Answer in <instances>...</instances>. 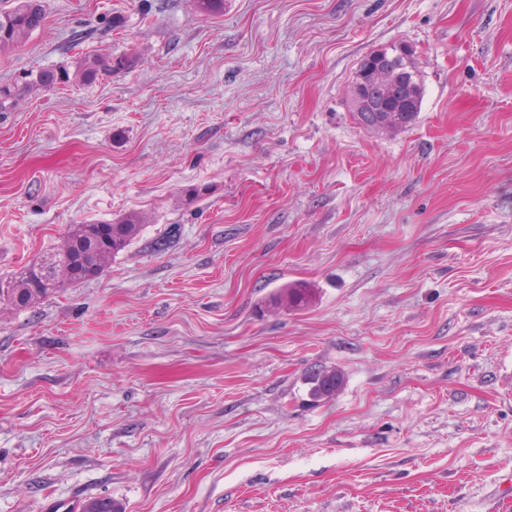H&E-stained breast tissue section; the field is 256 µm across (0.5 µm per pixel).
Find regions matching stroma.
Returning <instances> with one entry per match:
<instances>
[{
  "mask_svg": "<svg viewBox=\"0 0 512 512\" xmlns=\"http://www.w3.org/2000/svg\"><path fill=\"white\" fill-rule=\"evenodd\" d=\"M45 8L0 53V277L70 225L143 229L0 303V512L511 506L512 0ZM400 44L421 109L374 132L352 78ZM87 55L137 64L88 83ZM293 282L309 304L272 306ZM308 382L309 394L314 399L329 398L343 384V376L333 368H322L312 373Z\"/></svg>",
  "mask_w": 512,
  "mask_h": 512,
  "instance_id": "obj_1",
  "label": "stroma"
}]
</instances>
